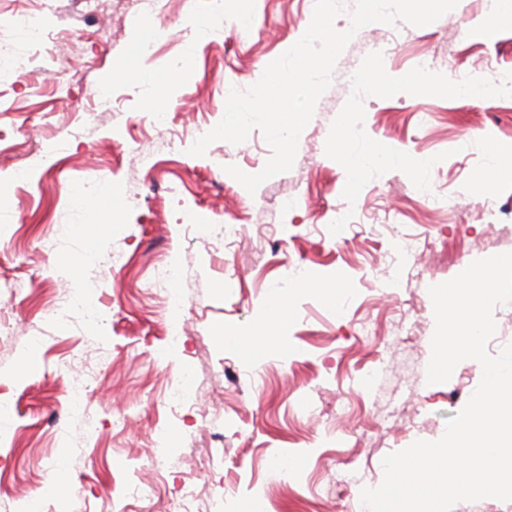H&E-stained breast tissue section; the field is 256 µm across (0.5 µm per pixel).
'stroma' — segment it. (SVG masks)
<instances>
[{
    "label": "stroma",
    "mask_w": 512,
    "mask_h": 512,
    "mask_svg": "<svg viewBox=\"0 0 512 512\" xmlns=\"http://www.w3.org/2000/svg\"><path fill=\"white\" fill-rule=\"evenodd\" d=\"M224 17L186 34L203 0H164L151 29L125 5L97 17L79 0L40 12L69 75L58 84L34 57L29 78L0 71V500L12 512H168L183 485L190 512H223L263 497L268 512H363L362 488L379 486L382 460L435 441L478 386L482 368L461 361L428 384L435 328L428 289L471 262L512 252V99L459 102L449 68L512 80V23L484 30L493 0H459L436 22H398L402 47L378 45L387 27L360 29L303 130L291 170L249 193L226 165L262 170L272 149L260 130L229 147L189 149L224 116L231 88L256 83L307 29L308 0H224ZM154 43L153 56L138 53ZM433 78L414 91L412 61ZM378 71L385 89L368 90ZM164 106L163 123L149 117ZM350 150L377 144L405 165L373 169L350 193L331 143L343 118ZM427 168L417 180L411 166ZM490 184L496 219L470 205L476 173ZM112 187L123 219L89 212L70 188ZM241 216L236 243L193 237L196 217ZM408 261L394 265L398 243ZM311 282L346 286L341 306L293 288L270 292L289 265ZM178 275L159 283V273ZM182 300L183 331L169 346L166 298ZM68 304L59 322L45 309ZM274 321L284 344L247 359L235 339ZM195 380L179 395L180 379ZM88 385L82 400L68 388ZM178 431L176 467H150L157 425ZM277 460L298 466L271 479ZM67 481L56 494L57 477ZM153 498L135 495L143 480Z\"/></svg>",
    "instance_id": "35a3bbf8"
}]
</instances>
